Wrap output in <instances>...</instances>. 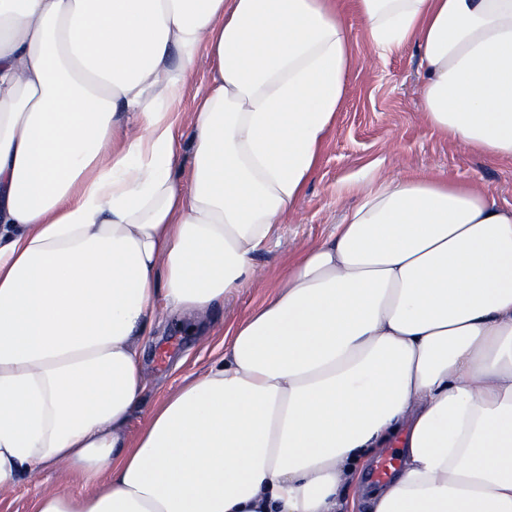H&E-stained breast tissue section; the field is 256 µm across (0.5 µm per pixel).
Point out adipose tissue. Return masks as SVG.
<instances>
[{
    "instance_id": "obj_1",
    "label": "adipose tissue",
    "mask_w": 512,
    "mask_h": 512,
    "mask_svg": "<svg viewBox=\"0 0 512 512\" xmlns=\"http://www.w3.org/2000/svg\"><path fill=\"white\" fill-rule=\"evenodd\" d=\"M350 8L378 56L419 46L435 131L512 163V0H0V494L53 468L86 492L35 512H512V204L437 174L372 181L129 430L162 310L206 339L263 278Z\"/></svg>"
}]
</instances>
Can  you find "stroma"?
I'll list each match as a JSON object with an SVG mask.
<instances>
[{
    "label": "stroma",
    "mask_w": 512,
    "mask_h": 512,
    "mask_svg": "<svg viewBox=\"0 0 512 512\" xmlns=\"http://www.w3.org/2000/svg\"><path fill=\"white\" fill-rule=\"evenodd\" d=\"M343 20L353 44L348 90L303 198L255 258L265 271L264 278L225 301L223 310L216 313L214 334L205 342L191 332L188 317L162 311V327L146 346L144 368L149 385L141 412L131 419L132 430L142 426L145 410L176 389L185 376L205 370L223 352L225 329L273 292L289 255L331 234L344 211L358 203L359 188L373 177L435 173L472 183L498 201L512 203V164H493L464 152L425 122L420 50L406 44L378 57L365 37L360 16L350 10ZM60 481L52 470L22 480L13 491L0 495V512H35L38 491Z\"/></svg>",
    "instance_id": "obj_1"
}]
</instances>
